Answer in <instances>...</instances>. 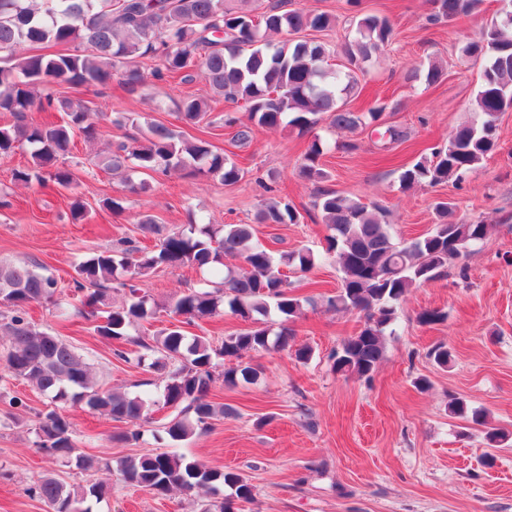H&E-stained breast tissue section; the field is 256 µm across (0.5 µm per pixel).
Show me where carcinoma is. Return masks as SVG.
Listing matches in <instances>:
<instances>
[{
    "label": "carcinoma",
    "mask_w": 512,
    "mask_h": 512,
    "mask_svg": "<svg viewBox=\"0 0 512 512\" xmlns=\"http://www.w3.org/2000/svg\"><path fill=\"white\" fill-rule=\"evenodd\" d=\"M432 19L453 22L475 10L482 0H431ZM285 0L264 7L242 8L227 0H0V112L13 123L0 126V157L30 149L31 164L13 171L18 184L48 180L75 192V169L65 161L75 139L86 143L98 137L92 110L81 100L48 91L53 83L71 88L106 85L117 76L134 91L145 83L139 60L159 61L154 75L179 84L194 80L201 69L212 96L188 93L178 119L197 126L206 122L212 105L244 103L247 121L233 116L225 124L239 127L235 142L249 141L252 127L274 130L282 125L309 131L321 122L353 132L379 121L385 106L365 112L346 108L358 86L363 63L387 45L393 28L385 17L366 15L356 21V36L344 47L347 69L330 63L335 48L302 39L308 30L326 31L335 17L311 8L288 9ZM462 53L482 64L480 88L472 119L456 128L448 144L406 168L399 176L404 190L443 183H460L497 147V120L512 112V17L490 23L482 37L462 48ZM62 113L57 123H35L32 111ZM321 140L314 139L303 155L299 172L320 183L328 178L320 167ZM102 169L122 174L132 192L145 184L131 182L130 174L142 171L164 175L190 167L198 175L233 186L244 177L237 161L203 138L184 139L163 125L152 124L113 145L97 162ZM314 207L328 234L324 252L334 255L341 273L336 293L327 297L335 311L359 310L365 320L360 331L342 340L332 353L336 372L368 379L385 349V332L395 321L396 305L412 288L437 279L448 266L459 262L469 246L488 238L494 226L481 221H454L451 203L435 204L437 222L426 235L396 243L380 208L340 195L330 189L317 193ZM258 224H297L299 215L282 197L262 200L255 216ZM139 236L127 237L116 251L88 253L75 267L69 287L82 294L75 313L102 317L95 325L105 340H122L131 350H118V359L146 367L163 384V406L177 414L163 424L174 442L186 441L224 416V405L210 400L215 376L212 360L231 363L224 369V384L250 382L256 370L243 362L249 352L288 347V323L302 313L301 299L290 293L287 272L306 273L321 253L309 247L274 255L255 236L250 224H199L165 232L150 214L138 217ZM155 238L148 247L143 240ZM235 257L243 268H225L218 280L203 277L200 286L179 296L165 310L169 325L152 341L131 337L126 327L157 317L159 305L137 287L136 281L160 268L195 267L202 272L224 265ZM55 278L37 271L32 263H0V309L9 313L0 324V335L10 346L3 357L9 376L21 380L50 398L54 407L35 413L36 444L51 461H61L89 474L111 463L82 453L76 447L66 409L77 405L131 429L118 435L126 443L139 438L135 426L148 419L157 400L102 384L87 356L75 345L27 319L32 302L50 301L57 292ZM123 299L112 300V292ZM251 326L224 336L215 345L206 336H189L184 326L218 314L221 306ZM281 318V329L270 337L267 320ZM193 413L194 420L186 414ZM450 415L487 424L483 410L472 409L462 398L448 403ZM124 483L156 495L173 490L202 493L204 512H236L234 499H253V486L239 473L212 469L173 450L129 455L117 462ZM234 497L224 496V487ZM103 484L68 486L44 476L29 493L46 502L52 512H71L92 497Z\"/></svg>",
    "instance_id": "1"
}]
</instances>
